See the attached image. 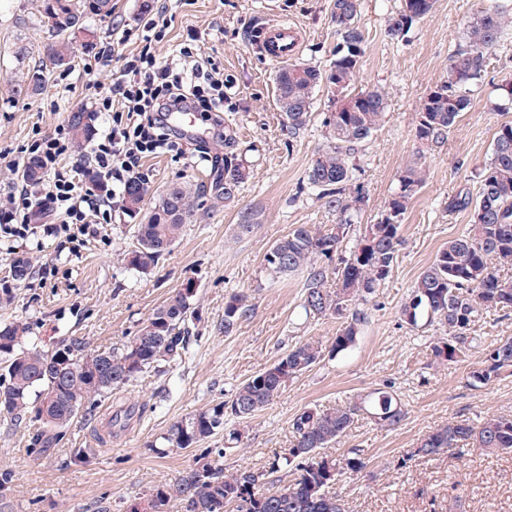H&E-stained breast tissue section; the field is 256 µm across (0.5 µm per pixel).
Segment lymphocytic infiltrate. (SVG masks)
Wrapping results in <instances>:
<instances>
[{
  "mask_svg": "<svg viewBox=\"0 0 512 512\" xmlns=\"http://www.w3.org/2000/svg\"><path fill=\"white\" fill-rule=\"evenodd\" d=\"M170 25L166 9L148 14L143 20L140 50L123 57L110 85H96V109L108 113L109 130L80 162L69 167L63 164L72 152L64 127L52 136L35 135L26 145L25 156L38 157L49 176L46 193L39 200L28 186L16 187L7 197L1 230L14 237H27L34 210L43 201L51 232L82 246L91 225L111 220L112 196L123 195L131 181L141 178L145 159L175 149L166 123L168 113L187 110L208 115L223 111L227 98L224 71L199 56L200 35L187 33L177 61L159 57L158 46ZM87 167L111 185V197L83 182L81 174Z\"/></svg>",
  "mask_w": 512,
  "mask_h": 512,
  "instance_id": "f902f5d3",
  "label": "lymphocytic infiltrate"
}]
</instances>
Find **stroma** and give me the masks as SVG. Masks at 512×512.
Masks as SVG:
<instances>
[{
    "label": "stroma",
    "mask_w": 512,
    "mask_h": 512,
    "mask_svg": "<svg viewBox=\"0 0 512 512\" xmlns=\"http://www.w3.org/2000/svg\"><path fill=\"white\" fill-rule=\"evenodd\" d=\"M110 17L85 18L99 46L129 54L140 48V24L148 9L167 8L172 17L161 55L179 45L188 30L203 36L202 51L224 68L231 103L224 109L223 136L183 141L178 153L152 156L142 168L150 194L188 182L210 185L213 160L234 154L249 173L227 204L200 200L198 219L185 225L171 252L149 274L127 267L137 217L116 211L108 224H96L79 251H71L36 213L27 238H0V283L7 280L16 254L54 273L11 288L0 300V324L27 329L26 347L54 349L80 341L92 349L121 347L140 324L186 283L197 289L198 339L182 361L142 375L113 392L89 415L75 419L62 441L44 455L28 451L27 424L0 419V512H128L153 486L169 483L192 464L195 449L157 454L155 445L177 421L224 401L232 390L269 367L296 341L316 337L330 343L335 319H305L299 314L304 274L277 277L266 268L267 250L293 228L333 227L335 212L305 190L308 169L324 142L323 117L333 111L326 89L314 95L313 116L289 136L274 87L277 62L255 45L269 24L288 22L304 39L298 62L328 69L338 38L330 22L332 0H112ZM491 0H435L432 12L414 23L407 37L391 40L388 19L401 0H362L358 25L365 36L355 89L377 87L387 98L380 127L359 148L356 183L363 193L345 248H352L367 225L376 223L398 185L399 175L423 158L426 177L408 205L393 269L366 301L357 303L365 320L355 344L290 380L266 409L243 423L239 448H225L223 434L208 447L224 448L226 470H264L277 453L291 448V423L306 408L325 409L391 386L405 418L395 429L360 416L336 445L340 455L359 450L365 467L341 477L336 491L349 512H512V453L474 448L464 455L435 458L413 455L419 440L454 420L512 414V372L475 387L469 374L479 368L485 348L512 336V315L483 326L479 346L458 361L443 362L433 346L443 331L437 325H408L401 309L416 280L437 251L469 226L468 212L451 214L448 199L459 190H476L478 171L491 157L499 126L512 122L500 112L498 85L512 79V38L501 44L468 112L445 143L419 149L415 114L421 99L448 77L451 51L463 31ZM38 0H0V203L18 186L17 165L34 134H54L79 106L93 111L96 135L108 129L106 113L96 111L86 65L91 54L76 48L70 69L46 75L41 94L13 95V86L43 56L47 40L37 30ZM26 55H19V47ZM257 224L240 236L242 213ZM248 292L252 309L232 334L224 332V300ZM142 407L123 428L109 429L113 411ZM111 430L106 447L78 460L74 449L94 447L99 432Z\"/></svg>",
    "instance_id": "stroma-1"
}]
</instances>
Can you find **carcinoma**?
<instances>
[{
    "instance_id": "1",
    "label": "carcinoma",
    "mask_w": 512,
    "mask_h": 512,
    "mask_svg": "<svg viewBox=\"0 0 512 512\" xmlns=\"http://www.w3.org/2000/svg\"><path fill=\"white\" fill-rule=\"evenodd\" d=\"M434 0H401L387 32L402 40L413 23L427 14ZM112 0H40L39 27L52 42L46 55L16 92L40 93L46 70L68 67L74 43L83 39L94 47V35L84 26L89 15H112ZM360 0H332L331 20L339 42L330 68L290 63L274 78L277 102L288 124V135L304 129L312 116L313 96L323 86L334 103L350 100L324 118L326 141L308 170L310 188L336 212L338 224L321 230L303 224L276 241L265 257L274 275L306 271L299 308L305 318L332 316L340 320L336 336L326 346L312 337L295 342L269 367L242 382L230 398L171 425L163 436L169 448H193L226 430L232 419L245 422L279 397L287 383L323 359L353 346L362 323L352 304L366 300L390 274L398 256L399 231L408 205L423 184L425 173L416 162L398 178V186L375 224L367 226L371 243L360 240L349 253L339 249L347 238L353 216L362 201L360 187L352 186L356 154L380 125L386 95L378 87L351 91L359 70L364 35L357 24ZM512 34V3L493 0L467 25L463 39L450 56L448 79L422 99L415 115V137L422 147L439 144L471 105V95L492 64L493 52ZM74 142L93 136L91 114L77 107L67 115ZM21 181L37 186L44 177L41 161L30 157L18 171ZM247 179L245 168L224 157V179L211 183L209 193L230 201ZM477 195L461 191L448 199V212H473L468 231L448 243L422 272L401 315L409 325L425 317L448 329L433 346L442 361H454L478 344L476 326L491 316L512 312V280L500 270L512 267V123L500 125L490 160L478 173ZM148 189L139 180L128 184L124 207L131 215L144 213L135 225L136 243L126 255L127 266L146 273L180 238L185 225L196 221L200 189L177 183L144 207ZM279 255L282 262L271 259ZM335 265H330L331 261ZM251 309L249 295L231 294L224 302V333H231ZM199 321L196 295L179 291L156 308L122 347L88 350L71 343L52 351L24 348L26 328L19 323L0 325V362L5 371L0 382V416L31 423L29 452L40 455L55 447L65 429L79 415L114 390H121L163 364L177 362L187 353L192 327ZM494 366L470 372L472 385H485L512 369V337L486 348ZM367 412L384 427L395 428L404 419L398 401L387 390L359 402L328 409L307 408L292 420V448L278 454L268 469L255 472L224 471V449L207 448L178 481L151 489L143 500L160 512L178 504L182 512H348L345 501L332 492L342 473H331L337 457L336 443L346 435L360 413ZM228 431V430H226ZM242 432L228 431V440L240 442ZM479 448L488 453H512V416H491L473 423L453 421L424 435L413 455L432 458ZM289 474L284 485H265V477Z\"/></svg>"
}]
</instances>
